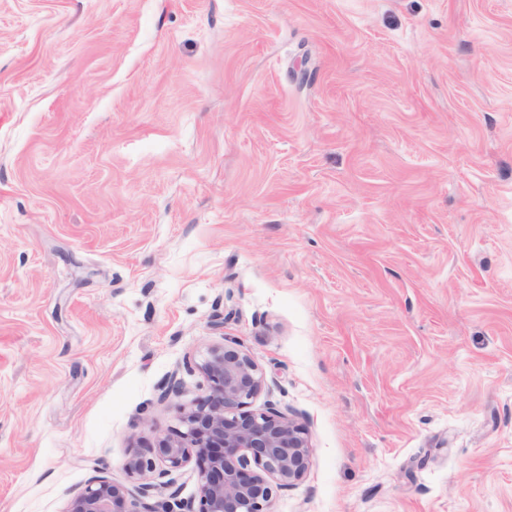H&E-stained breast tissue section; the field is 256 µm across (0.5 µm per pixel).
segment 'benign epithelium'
Here are the masks:
<instances>
[{
    "instance_id": "1",
    "label": "benign epithelium",
    "mask_w": 512,
    "mask_h": 512,
    "mask_svg": "<svg viewBox=\"0 0 512 512\" xmlns=\"http://www.w3.org/2000/svg\"><path fill=\"white\" fill-rule=\"evenodd\" d=\"M206 395L180 412L181 428L157 437L154 456L124 464L129 476L153 481L131 488L91 478L65 512H272L276 491L307 474L311 449L304 427L273 406H250L265 387L261 368L244 350L215 344L198 364ZM198 468V498H184L171 471Z\"/></svg>"
}]
</instances>
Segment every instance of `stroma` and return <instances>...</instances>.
I'll list each match as a JSON object with an SVG mask.
<instances>
[{
  "instance_id": "35a3bbf8",
  "label": "stroma",
  "mask_w": 512,
  "mask_h": 512,
  "mask_svg": "<svg viewBox=\"0 0 512 512\" xmlns=\"http://www.w3.org/2000/svg\"><path fill=\"white\" fill-rule=\"evenodd\" d=\"M224 339L273 512H512V0H0V512L132 485Z\"/></svg>"
}]
</instances>
